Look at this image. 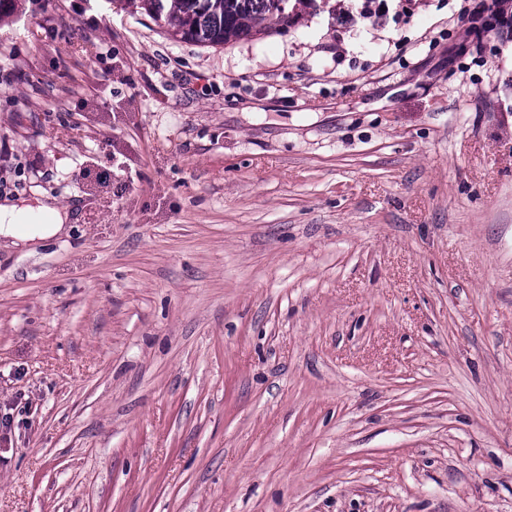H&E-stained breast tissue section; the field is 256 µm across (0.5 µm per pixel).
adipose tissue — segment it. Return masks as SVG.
<instances>
[{
    "label": "adipose tissue",
    "mask_w": 512,
    "mask_h": 512,
    "mask_svg": "<svg viewBox=\"0 0 512 512\" xmlns=\"http://www.w3.org/2000/svg\"><path fill=\"white\" fill-rule=\"evenodd\" d=\"M74 210L53 200L23 205L6 199L0 201V245L29 248L37 242L64 234Z\"/></svg>",
    "instance_id": "obj_1"
}]
</instances>
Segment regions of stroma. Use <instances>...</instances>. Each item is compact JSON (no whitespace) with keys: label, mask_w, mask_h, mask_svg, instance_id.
Masks as SVG:
<instances>
[{"label":"stroma","mask_w":512,"mask_h":512,"mask_svg":"<svg viewBox=\"0 0 512 512\" xmlns=\"http://www.w3.org/2000/svg\"><path fill=\"white\" fill-rule=\"evenodd\" d=\"M316 0L227 45L0 14V512H512V41ZM74 207L59 206L54 200L38 201L36 206L21 205L13 200L0 202V247L30 248L64 234L72 221ZM26 216L42 218L39 224H19Z\"/></svg>","instance_id":"1"}]
</instances>
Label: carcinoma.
I'll use <instances>...</instances> for the list:
<instances>
[{
    "mask_svg": "<svg viewBox=\"0 0 512 512\" xmlns=\"http://www.w3.org/2000/svg\"><path fill=\"white\" fill-rule=\"evenodd\" d=\"M175 28L183 40L227 44L251 37L268 20L288 21L271 9L272 0H125Z\"/></svg>",
    "mask_w": 512,
    "mask_h": 512,
    "instance_id": "cac0c4a2",
    "label": "carcinoma"
}]
</instances>
